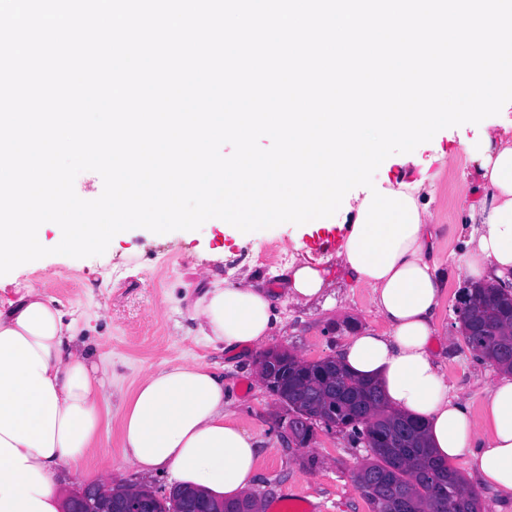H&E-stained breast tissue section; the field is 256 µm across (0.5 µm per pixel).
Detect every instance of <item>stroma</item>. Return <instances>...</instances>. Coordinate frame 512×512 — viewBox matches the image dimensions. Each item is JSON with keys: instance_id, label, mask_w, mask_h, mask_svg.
<instances>
[{"instance_id": "obj_1", "label": "stroma", "mask_w": 512, "mask_h": 512, "mask_svg": "<svg viewBox=\"0 0 512 512\" xmlns=\"http://www.w3.org/2000/svg\"><path fill=\"white\" fill-rule=\"evenodd\" d=\"M477 131L474 125L448 128L422 143L415 160L391 155L377 175L386 185L421 183V200L428 206L434 233L432 255L449 273L462 253L468 221L462 196L477 186L475 165L463 143ZM341 236L335 227L292 223L266 229L253 239L223 224L163 236L134 228L113 237L102 255L72 258L50 253L0 276L1 301L15 298L17 289L24 287L53 300L65 320L77 323L92 361L112 376L101 404L110 418L102 419L95 445L78 468L60 474L68 491L106 482L170 490L169 474L138 473L125 459L120 429L124 399L153 370L206 363L223 375L224 400L237 422L267 449L249 488L262 506L300 496L313 503L316 512H372L353 482L366 448L321 426L308 447H293L288 441V408L263 384L258 352L224 354L198 335L192 312L193 302L214 282L249 284L260 279L273 288L281 268L309 255L328 270L336 302L330 307L281 306L282 325L270 345L306 361L336 354L356 329L384 327L369 289L346 279L336 260ZM458 291L459 282L450 274L435 323V359L478 420L499 370L479 359L457 332Z\"/></svg>"}]
</instances>
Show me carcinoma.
<instances>
[{
    "label": "carcinoma",
    "mask_w": 512,
    "mask_h": 512,
    "mask_svg": "<svg viewBox=\"0 0 512 512\" xmlns=\"http://www.w3.org/2000/svg\"><path fill=\"white\" fill-rule=\"evenodd\" d=\"M474 295L462 317L468 331L463 339L479 355L511 367L512 297L492 287L476 288ZM275 376L279 386L272 393L288 411L308 415L305 438L312 439L315 426L332 422L352 441L367 444L372 458L354 474V483L373 512H395L393 500L379 491V478L406 503L405 512H481L466 480L433 458L423 427L410 426V418L388 407L376 382L356 377L334 356L315 362L283 358Z\"/></svg>",
    "instance_id": "carcinoma-1"
}]
</instances>
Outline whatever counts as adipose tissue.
<instances>
[{
    "label": "adipose tissue",
    "instance_id": "obj_1",
    "mask_svg": "<svg viewBox=\"0 0 512 512\" xmlns=\"http://www.w3.org/2000/svg\"><path fill=\"white\" fill-rule=\"evenodd\" d=\"M465 149L484 194L468 206L473 230L457 270L481 283H512V140L485 131ZM345 228L336 256L350 281L370 289L385 328L356 330L339 358L381 381L394 408L424 423L437 457L471 453L479 486L512 495V376L495 382L477 421L436 363L444 275L428 256L432 230L417 186L369 191ZM279 276L277 295L254 284L206 289L193 305L199 335L232 355L254 351L271 340L278 298L307 305L330 297L327 271L312 257ZM108 381L51 300L28 288L0 307V512H61L56 475L94 446ZM121 431L139 472L165 471L229 501L253 481L264 453L226 409L223 376L201 363L149 372L126 403Z\"/></svg>",
    "mask_w": 512,
    "mask_h": 512
}]
</instances>
